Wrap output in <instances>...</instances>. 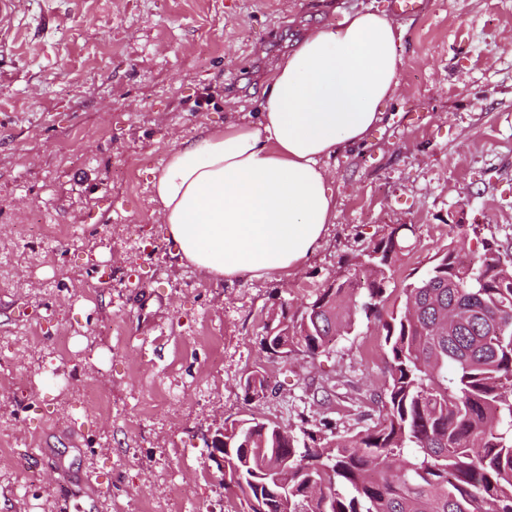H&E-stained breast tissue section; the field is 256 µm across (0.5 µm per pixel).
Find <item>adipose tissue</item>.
<instances>
[{"label":"adipose tissue","instance_id":"ef3b65f1","mask_svg":"<svg viewBox=\"0 0 512 512\" xmlns=\"http://www.w3.org/2000/svg\"><path fill=\"white\" fill-rule=\"evenodd\" d=\"M404 36L369 10L314 27L276 63L259 112L171 151L152 187L183 263L229 282L302 267L336 220L327 162L381 122Z\"/></svg>","mask_w":512,"mask_h":512}]
</instances>
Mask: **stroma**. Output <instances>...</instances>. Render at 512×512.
<instances>
[{"label":"stroma","mask_w":512,"mask_h":512,"mask_svg":"<svg viewBox=\"0 0 512 512\" xmlns=\"http://www.w3.org/2000/svg\"><path fill=\"white\" fill-rule=\"evenodd\" d=\"M366 9L390 0H28L0 22V512L58 505L72 480L76 512H240L210 446L225 418L351 431L385 380L373 323L285 362L267 323L394 224L415 227L394 288L472 250L460 224L512 245V0H426L394 17L397 92L329 161L336 221L305 265L223 283L176 255L151 201L169 153L257 111L296 40ZM255 369L259 401L240 385ZM88 387L111 414L83 419Z\"/></svg>","instance_id":"obj_1"}]
</instances>
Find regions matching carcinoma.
Segmentation results:
<instances>
[{"label": "carcinoma", "mask_w": 512, "mask_h": 512, "mask_svg": "<svg viewBox=\"0 0 512 512\" xmlns=\"http://www.w3.org/2000/svg\"><path fill=\"white\" fill-rule=\"evenodd\" d=\"M479 261L448 248L387 306L397 227L363 254V282L332 280L297 319L260 340L288 360L329 351L357 318L377 324L386 380L360 429L313 434L256 418L224 421V490L248 512H512V248L470 227ZM260 370L244 377L265 398Z\"/></svg>", "instance_id": "obj_1"}]
</instances>
